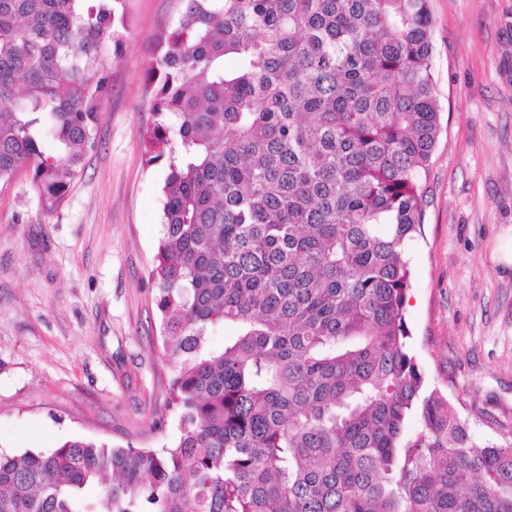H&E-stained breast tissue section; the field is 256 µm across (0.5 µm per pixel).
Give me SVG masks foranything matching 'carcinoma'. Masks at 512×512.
<instances>
[{
    "label": "carcinoma",
    "mask_w": 512,
    "mask_h": 512,
    "mask_svg": "<svg viewBox=\"0 0 512 512\" xmlns=\"http://www.w3.org/2000/svg\"><path fill=\"white\" fill-rule=\"evenodd\" d=\"M182 2L143 130L178 433L1 453L0 512H512V438L477 445L408 346L429 0ZM124 5L0 0V185L29 172L48 212L96 146Z\"/></svg>",
    "instance_id": "obj_1"
}]
</instances>
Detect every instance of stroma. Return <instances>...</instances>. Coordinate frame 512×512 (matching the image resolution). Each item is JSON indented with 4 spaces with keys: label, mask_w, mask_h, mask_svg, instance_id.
<instances>
[{
    "label": "stroma",
    "mask_w": 512,
    "mask_h": 512,
    "mask_svg": "<svg viewBox=\"0 0 512 512\" xmlns=\"http://www.w3.org/2000/svg\"><path fill=\"white\" fill-rule=\"evenodd\" d=\"M441 131L409 248V344L478 443L512 437V0H429ZM179 0H126L99 144L64 205L0 187V453L176 436L149 272L164 162H147L146 63Z\"/></svg>",
    "instance_id": "35a3bbf8"
}]
</instances>
